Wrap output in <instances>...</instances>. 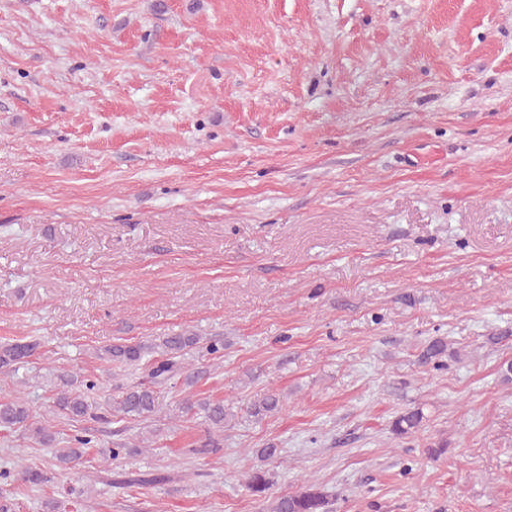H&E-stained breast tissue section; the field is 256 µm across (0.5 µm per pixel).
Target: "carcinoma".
Segmentation results:
<instances>
[{
    "label": "carcinoma",
    "mask_w": 512,
    "mask_h": 512,
    "mask_svg": "<svg viewBox=\"0 0 512 512\" xmlns=\"http://www.w3.org/2000/svg\"><path fill=\"white\" fill-rule=\"evenodd\" d=\"M39 343L16 341L0 344V369L12 374L29 362ZM206 351L209 355L221 356L224 341L184 332L163 336L157 343L114 342L97 348L96 357L119 367H137L141 364L149 368L148 380L134 383L120 394L104 400L100 404L94 397L97 383L82 376L62 375L61 385L56 389L54 407L64 415L78 419L92 416L105 421L112 417L141 419L161 410L160 389L185 369V359L195 351ZM448 352V344L441 338L429 342L420 352L419 361L423 365H433L439 369L441 358ZM280 407V397L269 395L247 407L253 416L275 413ZM179 410L186 416L200 415L203 418L204 438L199 446L191 449L195 454L217 452L219 437L224 433V422L231 416L224 406V400L191 401L180 403ZM423 416L420 410L413 409L401 413L393 422L392 431L400 436L413 434L420 428ZM0 429H24L36 443L56 447L55 459L65 469L75 466L82 459L86 449L93 442V436L86 433L74 434L65 440L56 439L50 426L33 421L28 401L16 396L0 402ZM0 481L6 485L18 482L24 485L39 486L48 481L47 474L40 468L20 465L16 470L0 471ZM273 485L271 474L262 467L252 469L246 476L245 487L255 496L268 493ZM272 512H330L327 495L314 484L301 490L283 494L274 499Z\"/></svg>",
    "instance_id": "1"
}]
</instances>
